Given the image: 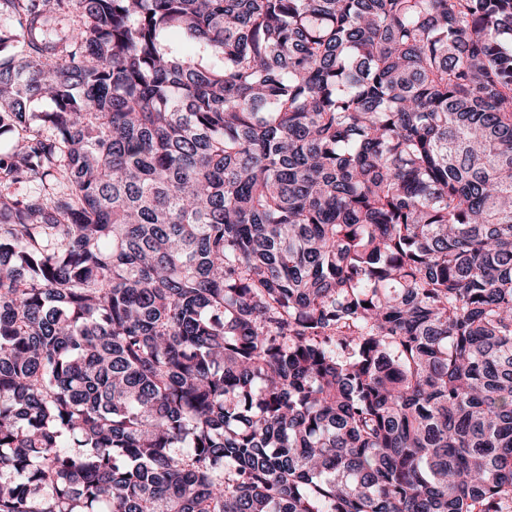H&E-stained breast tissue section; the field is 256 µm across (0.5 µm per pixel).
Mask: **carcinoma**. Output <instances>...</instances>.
Listing matches in <instances>:
<instances>
[{"instance_id": "carcinoma-1", "label": "carcinoma", "mask_w": 512, "mask_h": 512, "mask_svg": "<svg viewBox=\"0 0 512 512\" xmlns=\"http://www.w3.org/2000/svg\"><path fill=\"white\" fill-rule=\"evenodd\" d=\"M0 17V512H512V0Z\"/></svg>"}]
</instances>
